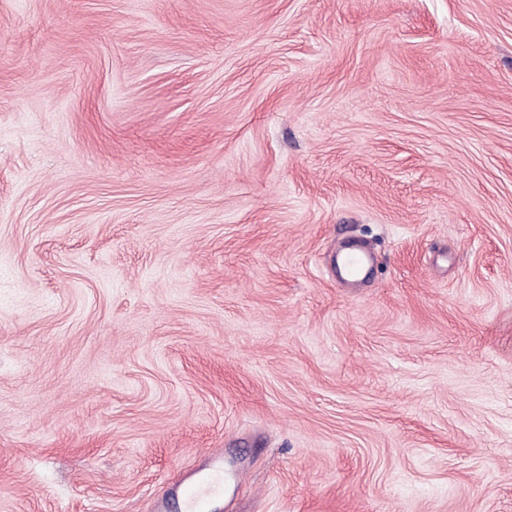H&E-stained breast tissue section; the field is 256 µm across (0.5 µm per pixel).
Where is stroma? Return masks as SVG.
Wrapping results in <instances>:
<instances>
[{"instance_id": "obj_1", "label": "stroma", "mask_w": 512, "mask_h": 512, "mask_svg": "<svg viewBox=\"0 0 512 512\" xmlns=\"http://www.w3.org/2000/svg\"><path fill=\"white\" fill-rule=\"evenodd\" d=\"M217 456L207 512H512V0H0V512ZM337 262L341 276L354 279L367 267L369 257L363 252L341 249L337 254Z\"/></svg>"}]
</instances>
